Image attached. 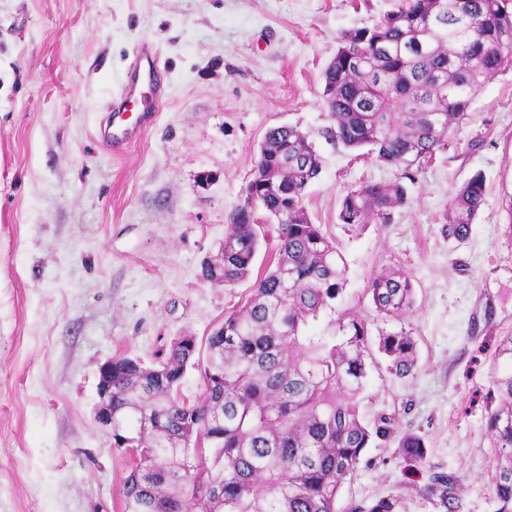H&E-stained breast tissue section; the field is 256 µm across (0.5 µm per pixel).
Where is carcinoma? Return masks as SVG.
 Masks as SVG:
<instances>
[{
  "mask_svg": "<svg viewBox=\"0 0 512 512\" xmlns=\"http://www.w3.org/2000/svg\"><path fill=\"white\" fill-rule=\"evenodd\" d=\"M512 67V0H396L371 26L342 34L323 73L331 136L350 150L400 171L392 184L364 183L343 198L344 224H388L407 202L405 179L451 145L481 87ZM320 155L293 126L267 131L243 204L230 215L221 257L202 277L232 287L247 280L259 246L252 204L278 224L273 264L256 278L244 304L206 341L182 336L156 367L112 358V447L131 461L122 512H337L347 477L375 438L392 436L391 419L370 429L359 395L368 376L367 330L339 319V335L309 332L333 308L346 263L311 222L303 201L319 176ZM484 203L476 174L452 199L442 234L466 240ZM367 294L378 315L399 319L414 304L410 276H375ZM378 351L398 378L412 375L416 342L405 332L379 338ZM495 407L486 429L497 459L494 512H512V333L492 354ZM200 370L205 395L180 393L188 367ZM398 448L422 464V438ZM461 480L434 472L421 494L445 512L461 508Z\"/></svg>",
  "mask_w": 512,
  "mask_h": 512,
  "instance_id": "carcinoma-1",
  "label": "carcinoma"
}]
</instances>
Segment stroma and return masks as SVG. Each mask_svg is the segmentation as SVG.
<instances>
[{
    "instance_id": "1",
    "label": "stroma",
    "mask_w": 512,
    "mask_h": 512,
    "mask_svg": "<svg viewBox=\"0 0 512 512\" xmlns=\"http://www.w3.org/2000/svg\"><path fill=\"white\" fill-rule=\"evenodd\" d=\"M395 0H0V512H121L126 454L94 418L99 367L121 355L155 366L181 336L205 342L243 303L201 276L266 131L291 125L322 159L304 208L346 261L335 311L364 320L374 351L360 395L366 423L395 438L367 448L337 508L388 499L393 512H443L418 492L431 472L463 481L460 512H494L496 451L486 430L491 353L512 333V68L477 94L454 145L407 182L388 224L347 225L361 183L397 169L331 137L323 71L348 30ZM158 49L168 96L120 153L99 142L141 41ZM485 203L463 242L441 227L475 174ZM407 273L414 305L377 315L366 289ZM405 330L417 366L400 380L376 351ZM423 438L411 467L397 436Z\"/></svg>"
}]
</instances>
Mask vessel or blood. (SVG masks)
Masks as SVG:
<instances>
[{
	"instance_id": "b4317fda",
	"label": "vessel or blood",
	"mask_w": 512,
	"mask_h": 512,
	"mask_svg": "<svg viewBox=\"0 0 512 512\" xmlns=\"http://www.w3.org/2000/svg\"><path fill=\"white\" fill-rule=\"evenodd\" d=\"M166 99L159 71V53L150 42H141L116 98L111 119L100 130V140L118 152L135 142L153 124Z\"/></svg>"
}]
</instances>
